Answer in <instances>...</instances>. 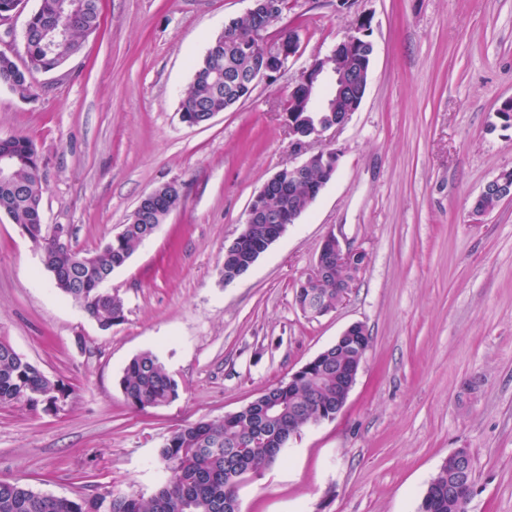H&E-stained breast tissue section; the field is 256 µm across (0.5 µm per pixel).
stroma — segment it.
Here are the masks:
<instances>
[{"instance_id": "stroma-1", "label": "stroma", "mask_w": 512, "mask_h": 512, "mask_svg": "<svg viewBox=\"0 0 512 512\" xmlns=\"http://www.w3.org/2000/svg\"><path fill=\"white\" fill-rule=\"evenodd\" d=\"M99 29L31 94L0 88V138L35 146L44 224L95 253L142 196L183 199L105 288L109 330L64 298L40 250L0 215V341L63 388L55 408H0V480L56 496L162 479L175 431L217 422L288 377L353 323L369 348L334 419L302 429L239 492L241 512H418L448 456L474 463L468 512H512V200L470 215L512 169V0H288L299 54L201 127L182 122L193 66L249 0H102ZM369 18L359 109L336 130L339 168L297 223L232 283L218 269L264 183L299 162L284 102L313 56ZM365 250L344 305L304 314L295 291L328 233ZM180 385L130 407L118 379L142 351Z\"/></svg>"}]
</instances>
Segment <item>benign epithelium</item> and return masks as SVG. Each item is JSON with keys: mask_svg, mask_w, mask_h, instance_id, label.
Instances as JSON below:
<instances>
[{"mask_svg": "<svg viewBox=\"0 0 512 512\" xmlns=\"http://www.w3.org/2000/svg\"><path fill=\"white\" fill-rule=\"evenodd\" d=\"M251 6L247 17L253 21L251 28L252 38L259 44L260 51L254 62L250 87H255L261 80L268 79L281 72L288 65V61L298 54V37L279 38L270 36L268 23L280 15L283 9L282 0H250ZM369 19L362 18L353 31L349 32L339 41L332 50V54L355 66V71H338L321 64L320 57H315L301 72L299 81L290 93L292 109L285 111L288 134L293 137V143L302 148L312 143H320L323 148L310 153L302 161L282 168L288 177L295 180L303 177L307 171L319 166L327 174L336 173L339 153L331 147L330 136L337 129L343 127L350 119L362 101L361 92L351 95L350 108L346 112L334 115L320 116L318 111L323 109L328 99L321 95L327 87L336 90V96L348 88L363 85L368 76L363 58L367 51L373 48L367 40ZM284 189L279 175L271 177L261 188L258 194L249 203L245 213V223L253 224L263 221L278 225L277 235H282L287 226L296 223L301 217L299 212H289L279 218L269 214L264 208V201L268 194L274 190ZM483 195H494L499 200H512V177L502 171L489 181L481 191ZM355 251L349 243L330 233L324 239L318 258L313 268L305 275L300 283L302 288H310L312 292L305 303L307 313L315 311L319 302L317 292L313 287L330 271V263L341 267L349 264L351 254Z\"/></svg>", "mask_w": 512, "mask_h": 512, "instance_id": "7a95c632", "label": "benign epithelium"}]
</instances>
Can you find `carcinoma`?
<instances>
[{
  "label": "carcinoma",
  "instance_id": "carcinoma-1",
  "mask_svg": "<svg viewBox=\"0 0 512 512\" xmlns=\"http://www.w3.org/2000/svg\"><path fill=\"white\" fill-rule=\"evenodd\" d=\"M99 0H38L27 21L28 38L24 57L0 50V87L19 95L33 90L31 78L60 67L81 46L80 38L99 26ZM252 22L239 21L240 37L235 47L224 45L217 35L197 64L193 79L182 96L181 111L204 120L210 112H222L233 98L241 101L251 94L242 77L259 53L250 38ZM0 154L14 162V184L0 185V213L15 224L32 226L31 241L47 258L55 285L68 299L83 306L100 324L112 327L124 321L123 300L104 298L96 284L126 264L155 224L168 216L167 204L156 201L131 214L121 239H112L95 254L61 248L42 230L38 202L43 187L39 160L29 139L11 136L0 139ZM312 204L306 184L270 196L265 206L283 214L288 208L306 210ZM272 225L249 224L224 253L219 269L222 281L232 282L245 273L271 236ZM367 254L360 252L354 268H342L326 277L317 288L322 303L336 308V288L357 277ZM370 343L368 332L354 335L321 351L320 359L297 371L294 380L284 378L253 401L216 422H197L172 433L160 448L164 479L148 498L134 492H106L67 498L38 492L20 481L0 482V512H240L238 492L250 476H258L283 455L289 440L306 425L336 417L343 399L336 395V361L357 363ZM119 388L135 409L163 406L175 401L180 387L159 357L144 351L134 356L123 370ZM38 394L56 399L57 385L14 348L0 342V407L12 406ZM473 479L471 457L448 456L428 483L420 512H467L468 500L456 492L462 470Z\"/></svg>",
  "mask_w": 512,
  "mask_h": 512
}]
</instances>
